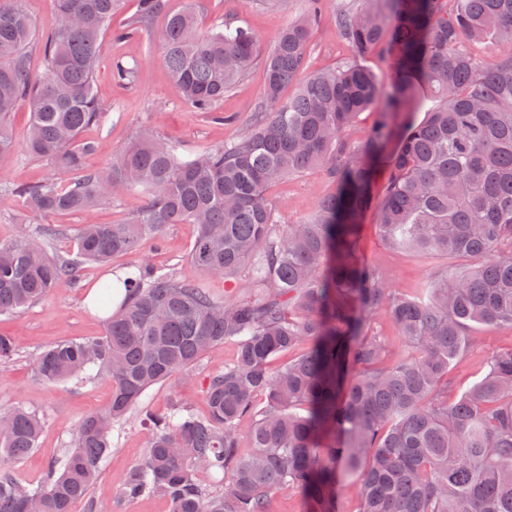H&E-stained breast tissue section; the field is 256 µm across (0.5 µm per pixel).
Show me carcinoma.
I'll return each instance as SVG.
<instances>
[{"mask_svg":"<svg viewBox=\"0 0 512 512\" xmlns=\"http://www.w3.org/2000/svg\"><path fill=\"white\" fill-rule=\"evenodd\" d=\"M54 2L59 23L42 42L37 82L26 51L34 23L22 0H0V159L15 150L9 121L26 103V150L52 166L10 193L43 214L91 216L124 190L149 203L117 224L82 225L65 257L48 252L52 225L40 245L26 231L0 242V316L43 299L80 265L141 253L172 224L196 226L189 260L224 276L233 296L219 300L145 262L116 276L125 289L117 307L113 282L101 284L105 334L50 346L34 369L48 382L109 378L112 399L82 421L43 485L23 489L0 471V512H72L98 483L114 425L150 387L188 378L228 339L237 358L209 375L208 414L178 400L147 416V450L113 497H162L171 512H270L272 495L288 488L305 512H339L341 493L354 487L360 512H512V348L493 354L463 392L451 377L473 328H512V55L488 63L469 51L486 39L512 43V0H453L451 9L448 0H366L337 17L353 57L316 72L306 70V51L322 0H306L262 58L263 110L246 136L185 156L144 130L94 172L83 170L93 146L80 135L108 115L93 85L118 0ZM139 2L121 36L148 40L145 21L164 0ZM161 42L185 104L226 121L217 103L257 59L256 36L233 20L203 33L193 11L179 10L167 15ZM376 49L386 82L361 61ZM293 83L295 95L283 98ZM366 110L375 124L353 146L344 132ZM314 166L334 191L312 218L281 228L269 190ZM379 168L387 178L375 197ZM373 205L389 247L467 264L435 273L413 296L392 287L358 250ZM382 314L410 355L389 359L368 333ZM301 345L304 354L271 367ZM17 351L0 333V363ZM42 428L21 406L1 411L0 463L32 453ZM200 471L228 483L203 484Z\"/></svg>","mask_w":512,"mask_h":512,"instance_id":"cac0c4a2","label":"carcinoma"}]
</instances>
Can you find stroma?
I'll return each instance as SVG.
<instances>
[{
	"label": "stroma",
	"instance_id": "stroma-1",
	"mask_svg": "<svg viewBox=\"0 0 512 512\" xmlns=\"http://www.w3.org/2000/svg\"><path fill=\"white\" fill-rule=\"evenodd\" d=\"M166 9L151 17L147 27L159 35L166 14L186 7L194 8L202 30L232 19L250 28L258 38L260 52H267L275 37L292 23L305 8L304 0H165ZM364 0H324L323 16L314 30L306 55V68L316 71L337 66L353 55L349 42L336 24L343 12L359 11ZM138 13V0H119L112 23L98 48L96 90L109 114L100 125L88 128L83 137L95 149L86 159L93 169L111 162L116 153L140 128H153L176 144L183 153L219 147L238 141L252 127L263 98L265 74L261 63H254L244 79L225 92L218 111L230 115V122H213L206 113L191 111L183 102L177 84L163 63L158 44L144 40L118 39ZM135 68L129 84L117 83L115 64ZM18 146L10 159L0 161V242L13 240L18 226H27L32 239H39L44 225L60 230L54 242L58 254L74 248V234L85 222L83 213L39 215L24 208L9 192L20 183L37 182L50 173L48 163L30 156L24 149L30 125L28 106H20L11 118ZM332 185L318 168L283 180L270 191L279 224H297L311 218L321 198ZM191 224L170 225L158 243L145 250V258L156 268L173 270L179 277L203 282L217 298H224L229 284L223 276L203 273L188 259L194 241ZM359 247L363 259L393 279L397 288L413 293L441 267L457 268L458 263L435 255H417L389 248L375 226L374 211H367ZM134 256L115 258L105 266L83 265L72 276L59 281L39 303L10 317H0V332L14 336L19 350L13 359L0 365V408L20 405L36 412L44 420V429L35 451L25 460L10 464L9 470L22 486L33 489L44 483L52 465L60 462L71 448L79 424L89 414L103 409L112 396L111 380L91 377L82 381L46 382L34 371L36 354L64 341L97 337L105 332L104 315L91 308L88 296L96 283L108 273L125 269ZM512 346V328L476 332L475 343L452 367L458 386L466 388L480 379L488 358ZM235 342H225L206 354L189 380L170 379L150 388L140 407L119 422L112 433V449L100 463V479L95 494L107 493L117 486L128 468L145 453L148 431L141 422L144 413L169 411L175 400L188 398L194 412L207 411L203 386L212 372L236 357Z\"/></svg>",
	"mask_w": 512,
	"mask_h": 512
}]
</instances>
